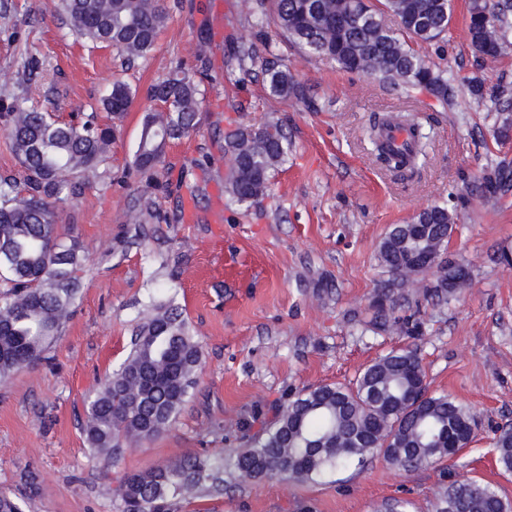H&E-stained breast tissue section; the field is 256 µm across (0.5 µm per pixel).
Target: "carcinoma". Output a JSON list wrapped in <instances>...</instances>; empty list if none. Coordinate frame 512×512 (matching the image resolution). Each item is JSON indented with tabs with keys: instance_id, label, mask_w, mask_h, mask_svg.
Segmentation results:
<instances>
[{
	"instance_id": "carcinoma-1",
	"label": "carcinoma",
	"mask_w": 512,
	"mask_h": 512,
	"mask_svg": "<svg viewBox=\"0 0 512 512\" xmlns=\"http://www.w3.org/2000/svg\"><path fill=\"white\" fill-rule=\"evenodd\" d=\"M288 40L305 52L332 58L347 71L374 76L393 88L422 89L448 105L453 89L444 71L420 56L411 43H430L449 32L451 0H256L265 2ZM72 31L94 46L108 45L135 59L147 55L168 20L165 0H59ZM391 14L398 29L388 27ZM512 27V0H471L468 33L482 60H493L512 46L504 32ZM270 93L312 107L303 85L288 68L264 69ZM199 90L192 75L176 72L152 87L164 103L145 114L135 152L137 170L153 180L164 162L168 142L198 126ZM133 103L131 88L112 83L103 100L109 122L91 112L81 121L62 122L15 100L3 106L0 123L11 138L21 166L20 180L0 179V280L7 287L0 303V378L43 358L70 319L82 282L84 262L77 240L58 233L56 200L78 195L99 177L117 122ZM500 114L499 139H512V101L492 100ZM388 118L374 123L380 158L393 170L417 164L423 134L409 125L410 147L399 150L385 138ZM283 126L267 122L224 134L229 158L225 193L248 206L270 192V174L288 161ZM481 183L482 198L512 191V164L502 160ZM456 224L448 207L434 205L413 224H396L382 239L378 254L390 280L373 301L370 325L411 333L394 315L393 290L412 277L432 280L422 298L438 307L448 303L472 279L469 265L450 259L446 247ZM160 296L145 304L133 330L131 349L104 385L85 401L81 428L93 456L118 463L124 452L169 429L198 382L202 346L192 335L182 309ZM469 408L446 394L429 392L416 350L389 351L366 365L351 386L320 384L299 391L281 405L274 420L229 463L224 456H176L150 470L125 475L113 490L120 512H178L199 495L220 494L224 482L283 483L312 481L351 465L362 467L380 454L391 465L415 471L454 460L476 437ZM499 466L512 472V425L492 438ZM433 512H512L489 484L457 474L439 493Z\"/></svg>"
}]
</instances>
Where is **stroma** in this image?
Returning a JSON list of instances; mask_svg holds the SVG:
<instances>
[{"label":"stroma","mask_w":512,"mask_h":512,"mask_svg":"<svg viewBox=\"0 0 512 512\" xmlns=\"http://www.w3.org/2000/svg\"><path fill=\"white\" fill-rule=\"evenodd\" d=\"M56 4L0 0V98L22 97L66 120L101 111L119 79L134 101L101 179L57 203L60 233L86 256L84 288L45 360L0 380V491L23 512H117L112 487L122 474L175 453L233 456L295 392L352 383L367 364L410 346L430 391L463 401L476 417L477 437L454 462L408 472L378 456L318 482L235 485L182 512H376L393 499L410 501L409 512H432L453 472L492 484L512 503V473L490 445L493 429L512 422V267L496 259L501 247L512 248V192L483 200L469 193L491 163L512 159V142L495 140L491 108L494 97L512 95V53L494 62L475 55L470 0H453L445 38L416 46L454 88L445 108L424 91L395 89L305 53L273 20L257 24L255 0H165L169 19L152 51L131 62L77 37ZM249 47L248 71L228 70L230 56ZM268 61L288 66L314 109L269 93ZM179 67L199 85L201 124L167 144L153 183L134 154L145 111L162 107L150 98L152 86ZM473 80L483 98L468 91ZM398 111L433 124L423 166L408 181L380 167L368 137L374 114ZM264 122L285 125L291 154L270 195L241 206L224 193L226 163L197 161L218 153L225 129ZM187 197L195 222H172ZM432 205L457 215L448 254L471 266L470 285L441 307L401 290L397 314L413 316L417 335L364 329L389 278L380 241L391 225ZM139 213L142 223H133ZM159 288L169 289L202 345L199 381L166 433L107 467L85 442L84 402L126 359L138 314Z\"/></svg>","instance_id":"obj_1"}]
</instances>
